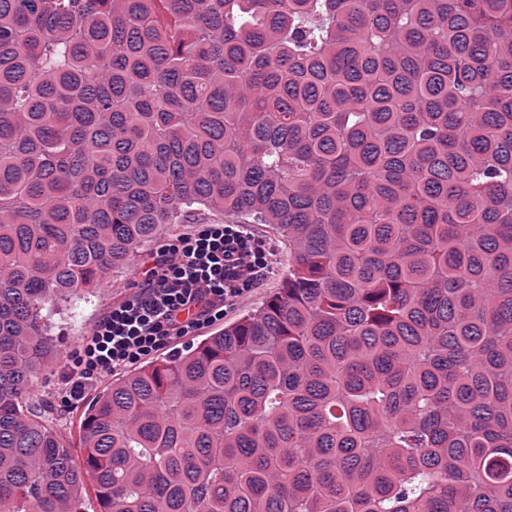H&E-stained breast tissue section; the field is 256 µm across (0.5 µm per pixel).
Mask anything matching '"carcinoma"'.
<instances>
[{"instance_id": "1", "label": "carcinoma", "mask_w": 512, "mask_h": 512, "mask_svg": "<svg viewBox=\"0 0 512 512\" xmlns=\"http://www.w3.org/2000/svg\"><path fill=\"white\" fill-rule=\"evenodd\" d=\"M259 311L124 375L84 463L43 313L168 224ZM512 512V0H0V512Z\"/></svg>"}]
</instances>
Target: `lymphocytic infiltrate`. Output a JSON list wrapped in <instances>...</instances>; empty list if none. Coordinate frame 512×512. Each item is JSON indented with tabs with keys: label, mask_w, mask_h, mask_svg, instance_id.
Masks as SVG:
<instances>
[{
	"label": "lymphocytic infiltrate",
	"mask_w": 512,
	"mask_h": 512,
	"mask_svg": "<svg viewBox=\"0 0 512 512\" xmlns=\"http://www.w3.org/2000/svg\"><path fill=\"white\" fill-rule=\"evenodd\" d=\"M276 263L274 246L249 225H193L142 271L138 292L94 324L67 367L62 400H80L108 376L223 319Z\"/></svg>",
	"instance_id": "1"
}]
</instances>
